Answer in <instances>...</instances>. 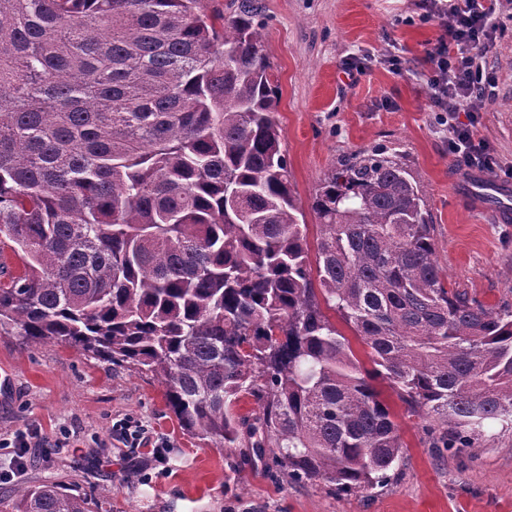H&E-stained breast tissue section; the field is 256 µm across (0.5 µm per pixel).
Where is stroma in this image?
<instances>
[{
  "instance_id": "35a3bbf8",
  "label": "stroma",
  "mask_w": 512,
  "mask_h": 512,
  "mask_svg": "<svg viewBox=\"0 0 512 512\" xmlns=\"http://www.w3.org/2000/svg\"><path fill=\"white\" fill-rule=\"evenodd\" d=\"M265 49L279 88L282 147L309 246L319 228L310 205L323 175L362 150L381 148L408 166L434 224L447 282L485 305L512 309V0H499L501 28L486 55L495 85L479 105V133L498 162L463 171L427 84L440 29L423 0H261ZM0 439L37 430L24 448L0 449V512L21 485L56 482L83 494L88 512H512V428L494 422L470 447L438 453L422 418L391 389L383 394L407 445L385 486L354 492L325 481H286L271 457L243 445L229 476L223 449L197 439L170 412L149 373L115 366L75 347H28L0 335ZM146 427L147 446L112 435L118 419ZM166 446L154 461L149 446Z\"/></svg>"
}]
</instances>
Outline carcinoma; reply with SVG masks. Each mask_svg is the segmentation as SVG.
I'll use <instances>...</instances> for the list:
<instances>
[{"instance_id": "carcinoma-1", "label": "carcinoma", "mask_w": 512, "mask_h": 512, "mask_svg": "<svg viewBox=\"0 0 512 512\" xmlns=\"http://www.w3.org/2000/svg\"><path fill=\"white\" fill-rule=\"evenodd\" d=\"M207 2L0 0V245L23 265L0 334L151 373L233 475L245 435L291 482L385 484L406 444L379 377L446 451L512 423V310L445 286L401 161L324 174L310 262L259 0ZM245 397L259 416L234 411ZM14 495L87 512L60 484Z\"/></svg>"}]
</instances>
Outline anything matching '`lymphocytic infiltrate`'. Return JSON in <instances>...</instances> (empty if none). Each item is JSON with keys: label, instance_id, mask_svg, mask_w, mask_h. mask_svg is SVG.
Listing matches in <instances>:
<instances>
[{"label": "lymphocytic infiltrate", "instance_id": "1", "mask_svg": "<svg viewBox=\"0 0 512 512\" xmlns=\"http://www.w3.org/2000/svg\"><path fill=\"white\" fill-rule=\"evenodd\" d=\"M428 6L442 31L427 76L432 107L447 115L448 145L456 165L494 170L496 163L476 133V110L492 86L484 58L500 27L497 0H428Z\"/></svg>", "mask_w": 512, "mask_h": 512}]
</instances>
